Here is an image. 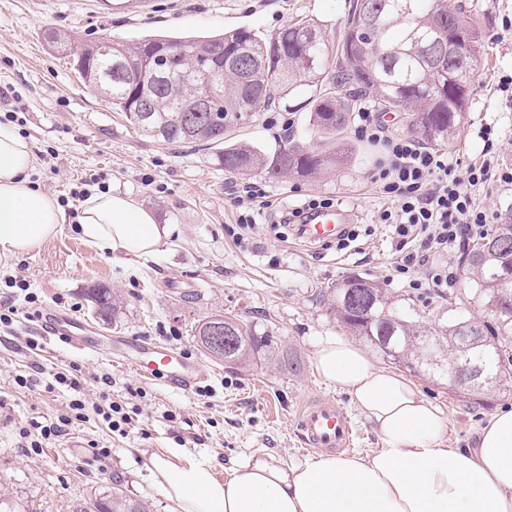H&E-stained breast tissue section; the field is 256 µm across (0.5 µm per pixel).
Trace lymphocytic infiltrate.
I'll return each instance as SVG.
<instances>
[{
  "mask_svg": "<svg viewBox=\"0 0 512 512\" xmlns=\"http://www.w3.org/2000/svg\"><path fill=\"white\" fill-rule=\"evenodd\" d=\"M356 136L381 146L385 161L371 176L392 206L378 215L390 225L399 247L406 253L397 261L396 276L411 288H451L457 277L444 257L475 235H484L492 218L476 203L489 185L512 186V167L492 153L498 131L494 125L478 135L488 157L478 166L459 172L452 157L434 152L413 137L395 135L383 126L370 108L357 114Z\"/></svg>",
  "mask_w": 512,
  "mask_h": 512,
  "instance_id": "f902f5d3",
  "label": "lymphocytic infiltrate"
}]
</instances>
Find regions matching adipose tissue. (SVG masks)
Masks as SVG:
<instances>
[{
  "instance_id": "ef3b65f1",
  "label": "adipose tissue",
  "mask_w": 512,
  "mask_h": 512,
  "mask_svg": "<svg viewBox=\"0 0 512 512\" xmlns=\"http://www.w3.org/2000/svg\"><path fill=\"white\" fill-rule=\"evenodd\" d=\"M33 168L27 141L0 127V263L56 237L65 222L58 201L31 186ZM77 229L100 252L146 258L169 234L132 194L113 190L84 199ZM313 365L349 394L379 448L298 468L254 454L224 479L212 460L174 448L151 461L170 512H512V408L487 418L476 446L455 448L445 442L442 409L349 337H319Z\"/></svg>"
}]
</instances>
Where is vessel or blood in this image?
I'll list each match as a JSON object with an SVG mask.
<instances>
[{
  "instance_id": "b4317fda",
  "label": "vessel or blood",
  "mask_w": 512,
  "mask_h": 512,
  "mask_svg": "<svg viewBox=\"0 0 512 512\" xmlns=\"http://www.w3.org/2000/svg\"><path fill=\"white\" fill-rule=\"evenodd\" d=\"M349 212L324 209L309 217L301 226V235L309 243H324L335 238L341 225L351 223ZM47 333L84 352H101L99 339L82 328L74 317L51 320ZM134 354L128 364L139 376L164 382L183 391L194 389L200 379L196 363L183 353L157 342L134 343ZM298 426L306 447L317 450H341L348 446L352 429L336 403L328 397L310 400L301 409Z\"/></svg>"
}]
</instances>
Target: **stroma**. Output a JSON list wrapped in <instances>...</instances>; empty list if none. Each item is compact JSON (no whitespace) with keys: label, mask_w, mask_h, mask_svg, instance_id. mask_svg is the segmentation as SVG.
Returning a JSON list of instances; mask_svg holds the SVG:
<instances>
[{"label":"stroma","mask_w":512,"mask_h":512,"mask_svg":"<svg viewBox=\"0 0 512 512\" xmlns=\"http://www.w3.org/2000/svg\"><path fill=\"white\" fill-rule=\"evenodd\" d=\"M347 0H0V125L27 140L37 159L30 180L54 196L65 211L61 233L38 250L0 268V301L11 299L19 314L0 328V512H88L113 487L146 498L154 512H168L162 489L151 476V459L170 448L214 460L220 469L255 452L300 467L304 449L298 411L311 397H333L350 418L351 453L379 448L372 426L315 371L316 337L346 329L315 292L358 275L411 298L426 321L442 305L433 288L414 290L393 277L399 256L388 225L374 218L388 202L370 182L379 151L346 130L356 144L351 163L312 179H271L256 172L235 176L218 166L213 149L164 145L128 126L75 71L70 59L45 41L52 27L86 42L103 34L134 40L160 32L205 35L244 26L269 35L301 19L326 31L338 28ZM473 15L482 41L465 122L443 147L460 169L480 163V127L495 124L501 163L512 165V99L497 92L501 72L512 70V0H447ZM288 129L272 125L273 111L260 110L237 130L238 140L274 146L290 138L308 144L314 137L309 113L284 109ZM92 191H127L152 210L170 236L149 260L123 251L100 253L76 232L83 183ZM250 183L261 184L273 205L257 215L251 230L239 231L236 198ZM328 199L349 210L358 237L344 249L310 245L289 233L280 241L272 226L283 208L308 199ZM119 289L126 314L118 325L96 318L88 288ZM35 303L24 301L25 294ZM49 311L77 315L100 339L117 342L149 338L193 358L202 378L184 392L137 375L124 362L81 352L47 340L40 316ZM220 313L273 336L293 359L280 368L256 355L237 368L210 359L192 328ZM79 368L80 385L56 384L54 375ZM26 385H18V377ZM413 385L438 404L447 418L449 445L468 446L481 422L512 407V394L499 391L474 400L444 382L413 378ZM89 403L114 401L130 417L124 433L110 431L100 416L73 422L57 440L36 450L21 449L23 434H38L56 421L75 396Z\"/></svg>","instance_id":"1"}]
</instances>
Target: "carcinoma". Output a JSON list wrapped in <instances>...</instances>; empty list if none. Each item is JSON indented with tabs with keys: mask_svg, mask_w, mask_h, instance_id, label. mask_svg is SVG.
Wrapping results in <instances>:
<instances>
[{
	"mask_svg": "<svg viewBox=\"0 0 512 512\" xmlns=\"http://www.w3.org/2000/svg\"><path fill=\"white\" fill-rule=\"evenodd\" d=\"M460 25L456 47L477 57L481 42L466 10L450 9L444 0H349L338 35L325 38L313 20L294 23L269 36L238 27L208 37L152 36L111 42L76 43L54 32L60 51L72 58L82 81L114 112L143 135L166 144L203 142L216 149L224 171L270 178L316 177L348 161L353 147L343 142L356 103L374 97L388 112H410L413 125L434 146L454 136L468 109L473 75L457 68L453 55L434 39L437 28ZM224 48L211 55L210 48ZM142 63L134 74L129 63ZM307 86L306 106L316 140L280 144L274 149L240 142L232 132L253 116L250 105L287 103ZM207 96L205 112H184L186 102ZM470 276L465 295L478 293L492 305L488 319L475 321L448 306V317L435 329L416 319L409 300H396L378 284L352 275L317 299L336 320L371 347L416 376L442 381L448 364L471 358L484 378H499L512 389V356L502 339L512 336V217L481 237L466 255ZM99 319L118 324L124 310L120 294L106 285L88 289ZM220 318L224 335L235 337L227 349L204 351L215 361L246 366L256 353H275L271 336L215 313L198 321L195 336L211 318ZM92 512H153L148 501L132 499L118 487L95 500Z\"/></svg>",
	"mask_w": 512,
	"mask_h": 512,
	"instance_id": "carcinoma-1",
	"label": "carcinoma"
}]
</instances>
